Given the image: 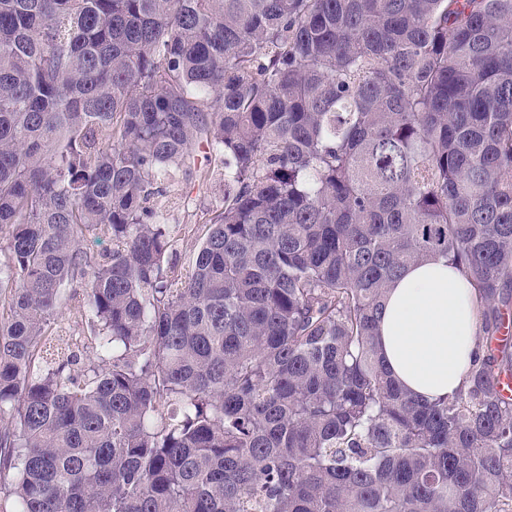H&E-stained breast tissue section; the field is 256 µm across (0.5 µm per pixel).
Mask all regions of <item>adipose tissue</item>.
I'll list each match as a JSON object with an SVG mask.
<instances>
[{
    "mask_svg": "<svg viewBox=\"0 0 512 512\" xmlns=\"http://www.w3.org/2000/svg\"><path fill=\"white\" fill-rule=\"evenodd\" d=\"M479 310L473 288L446 260L406 268L386 295L376 338L393 378L430 401L463 388L478 343Z\"/></svg>",
    "mask_w": 512,
    "mask_h": 512,
    "instance_id": "1",
    "label": "adipose tissue"
}]
</instances>
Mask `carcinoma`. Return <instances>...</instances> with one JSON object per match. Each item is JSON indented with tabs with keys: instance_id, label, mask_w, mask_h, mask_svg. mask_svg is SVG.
<instances>
[{
	"instance_id": "carcinoma-1",
	"label": "carcinoma",
	"mask_w": 512,
	"mask_h": 512,
	"mask_svg": "<svg viewBox=\"0 0 512 512\" xmlns=\"http://www.w3.org/2000/svg\"><path fill=\"white\" fill-rule=\"evenodd\" d=\"M200 148L182 275L158 198ZM434 259L481 324L425 401L375 336ZM75 284L94 346L55 347ZM511 308L512 0H0L13 512H512ZM217 171L210 180L203 181L198 174L181 178L169 188L165 206L167 222L174 236L173 262L178 273H186L191 267L194 251L203 241L210 220L224 205V176Z\"/></svg>"
}]
</instances>
